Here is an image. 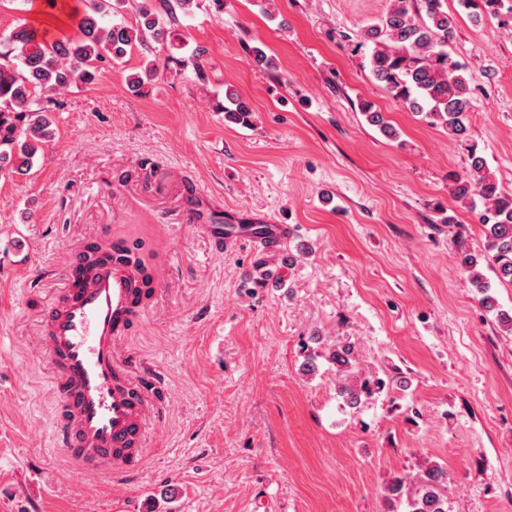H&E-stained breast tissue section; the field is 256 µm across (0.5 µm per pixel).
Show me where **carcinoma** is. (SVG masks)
<instances>
[{
  "label": "carcinoma",
  "mask_w": 512,
  "mask_h": 512,
  "mask_svg": "<svg viewBox=\"0 0 512 512\" xmlns=\"http://www.w3.org/2000/svg\"><path fill=\"white\" fill-rule=\"evenodd\" d=\"M85 2L68 13L70 34L50 39L48 31L21 23L7 36L9 50L0 54V172L27 173L39 148L52 142L49 112L59 91L92 80L102 62L117 63L136 50L149 51L146 34L156 40L166 38V25L178 19L177 12L188 13L194 0H158L156 6L143 2L138 5L136 25L119 22L109 27L101 25L99 15L112 8V0ZM502 2L460 0L464 8L481 7L488 14L497 13ZM453 30L454 17L444 8V0H391L364 38L373 44L371 73L393 99L442 127L448 136L458 137L467 131L473 87L467 65L448 51ZM224 98L225 117L243 121L252 112L250 103L234 89L226 88ZM360 110L385 136H396L371 103H361ZM451 191L486 229V253L478 257L463 250L459 266L478 288L482 306L493 311L497 300L477 267L486 262L500 283L512 285V195L503 193L488 174L483 157L476 154L471 155L467 174L452 177ZM111 258L139 271L136 303H142L150 292L151 275L141 257L126 246ZM330 359L337 372L345 373L355 361L354 347L338 346ZM387 495L402 502L406 512H448L446 472L437 464L425 469L411 491H405V481L398 478L387 486Z\"/></svg>",
  "instance_id": "1"
}]
</instances>
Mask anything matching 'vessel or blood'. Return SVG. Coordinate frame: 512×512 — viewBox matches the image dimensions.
I'll return each instance as SVG.
<instances>
[{"label":"vessel or blood","mask_w":512,"mask_h":512,"mask_svg":"<svg viewBox=\"0 0 512 512\" xmlns=\"http://www.w3.org/2000/svg\"><path fill=\"white\" fill-rule=\"evenodd\" d=\"M137 279L132 267L98 261L81 280H70L39 319L60 408L54 445L84 472L117 481L142 469L147 430L165 416L162 375L134 367L122 348L141 315L133 303Z\"/></svg>","instance_id":"1"}]
</instances>
